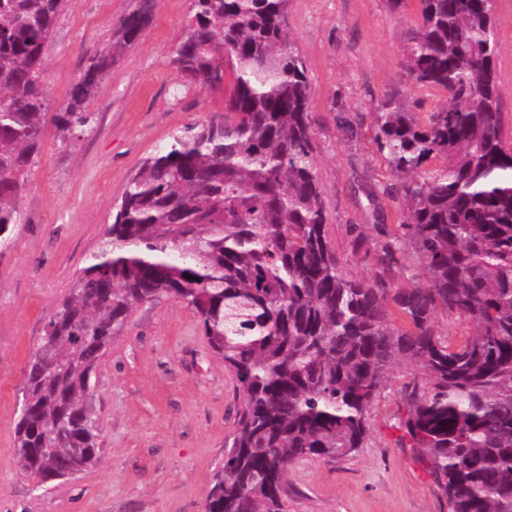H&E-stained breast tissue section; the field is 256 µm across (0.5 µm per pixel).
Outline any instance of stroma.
<instances>
[{
	"instance_id": "stroma-1",
	"label": "stroma",
	"mask_w": 512,
	"mask_h": 512,
	"mask_svg": "<svg viewBox=\"0 0 512 512\" xmlns=\"http://www.w3.org/2000/svg\"><path fill=\"white\" fill-rule=\"evenodd\" d=\"M134 0H71L46 49L51 106L67 98L90 53L111 42ZM417 0H290L288 29L307 67L315 119L312 154L328 236L347 275L371 280L396 231V183L373 138L378 105L394 99L425 120L442 92L414 85L402 60ZM151 21L89 103L92 129L70 140L48 129L0 241V512H204L242 392L185 304L144 303L91 377L100 458L37 487L19 468L15 423L24 369L48 319L96 252L120 193L140 163L186 127L223 109L224 95L182 81L173 64L191 0H151ZM495 67L505 139L512 144V0H497ZM424 379L394 366L368 416L367 437L344 459L297 460L287 512H448V501L401 439L407 396Z\"/></svg>"
}]
</instances>
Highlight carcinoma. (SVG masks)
<instances>
[{
	"mask_svg": "<svg viewBox=\"0 0 512 512\" xmlns=\"http://www.w3.org/2000/svg\"><path fill=\"white\" fill-rule=\"evenodd\" d=\"M68 0H0V238L18 223L50 102L45 50ZM402 63L445 103L417 121L393 100L375 144L399 178L403 235L427 286L349 278L326 233L312 161L314 118L289 0H192L173 63L189 83L233 90L224 111L146 158L119 197L101 249L76 276L27 364L15 428L21 470L42 486L99 458L91 375L134 309L168 297L196 314L243 403L205 512H287L299 458L362 447L392 366L422 375L403 423L448 512H512V147L489 0H418ZM150 19L137 0L52 115L59 137L93 127L87 110ZM440 161L420 176L429 159ZM192 279H187V276ZM397 316H392L389 306ZM473 335L438 333L435 312Z\"/></svg>",
	"mask_w": 512,
	"mask_h": 512,
	"instance_id": "carcinoma-1",
	"label": "carcinoma"
}]
</instances>
